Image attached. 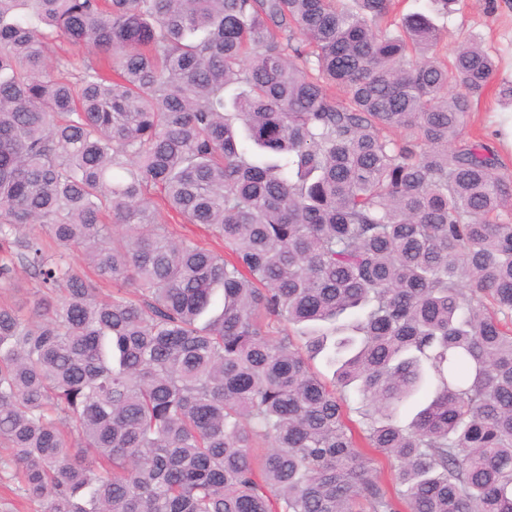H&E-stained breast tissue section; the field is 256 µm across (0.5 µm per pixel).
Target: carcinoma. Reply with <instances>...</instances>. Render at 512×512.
Wrapping results in <instances>:
<instances>
[{
  "instance_id": "carcinoma-1",
  "label": "carcinoma",
  "mask_w": 512,
  "mask_h": 512,
  "mask_svg": "<svg viewBox=\"0 0 512 512\" xmlns=\"http://www.w3.org/2000/svg\"><path fill=\"white\" fill-rule=\"evenodd\" d=\"M395 6L0 0V288L38 282L0 304L15 497L512 512V179L464 139L497 64ZM170 215H174L170 213ZM162 219L169 225V231H172L175 235L192 239L201 245L222 251V244L220 240L216 239L209 233L203 226L196 224H178V218L168 216L166 211H162ZM33 284L34 280L31 278L30 273L19 269L15 285L12 288L0 290V298L10 304L27 305L26 307H28V303L32 299L30 292H32Z\"/></svg>"
}]
</instances>
